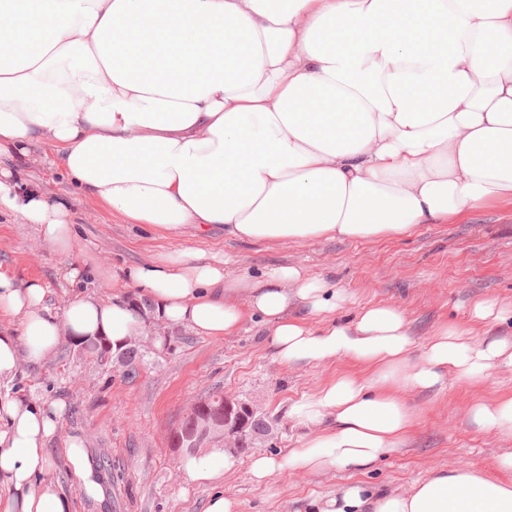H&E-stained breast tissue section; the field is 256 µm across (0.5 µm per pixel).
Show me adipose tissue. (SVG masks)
I'll return each mask as SVG.
<instances>
[{"mask_svg": "<svg viewBox=\"0 0 512 512\" xmlns=\"http://www.w3.org/2000/svg\"><path fill=\"white\" fill-rule=\"evenodd\" d=\"M35 145L54 149L84 195L176 236L218 225L261 246L376 240L462 220L512 200V0H0V212L68 253L65 204L18 176ZM225 266L185 247L116 267L106 303L81 291L75 266L77 292L59 313L38 281L0 273V312L19 319L0 327V386L66 337L121 349L149 313L212 338L256 317L283 362L363 365L366 377L336 376L292 407L312 435L252 455L263 483L367 469L414 426L405 390L512 369V340L478 341L470 328L512 318L495 301L476 300L469 325L438 326L419 349L399 307L355 305L330 276ZM64 409L0 394V512H73L48 448ZM64 455L84 496L101 498L81 441ZM239 465L225 449L181 461L194 482ZM498 469L441 468L377 494L351 484L305 512H512V456Z\"/></svg>", "mask_w": 512, "mask_h": 512, "instance_id": "1", "label": "adipose tissue"}]
</instances>
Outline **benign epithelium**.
Masks as SVG:
<instances>
[{"instance_id":"1","label":"benign epithelium","mask_w":512,"mask_h":512,"mask_svg":"<svg viewBox=\"0 0 512 512\" xmlns=\"http://www.w3.org/2000/svg\"><path fill=\"white\" fill-rule=\"evenodd\" d=\"M240 408L252 415L257 414V409L253 405L235 402L228 398L224 399V413L220 417L207 414L200 403H195L187 416L184 428L177 435V446L188 449L199 448L217 433L224 441V447H239L244 434L238 419Z\"/></svg>"}]
</instances>
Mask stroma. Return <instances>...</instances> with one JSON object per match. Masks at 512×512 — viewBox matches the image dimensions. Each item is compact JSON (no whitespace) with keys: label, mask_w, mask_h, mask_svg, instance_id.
<instances>
[{"label":"stroma","mask_w":512,"mask_h":512,"mask_svg":"<svg viewBox=\"0 0 512 512\" xmlns=\"http://www.w3.org/2000/svg\"><path fill=\"white\" fill-rule=\"evenodd\" d=\"M50 148L34 149L26 161L28 185L68 204L74 250L64 255L45 243L36 225L0 214V273L47 289V303L59 311L72 297L66 273L86 269L85 291L102 300L112 285L102 277L112 266L144 262L179 247L228 257L237 276H260L283 265L335 277L361 304L386 303L406 314L416 346L439 325L462 323L480 298L512 304V202L492 204L473 217L421 224L407 236L377 241L320 239L304 243L251 246L213 230L202 238H175L146 224H130L103 203L83 195L52 165ZM132 344L136 367L98 365L71 341L60 343L41 365L21 363L11 394L63 400L60 430L52 440L64 448L80 439L95 460L104 486L103 501L86 498L65 463L53 477L64 486L74 512H204L217 492L236 498L239 512H301L306 497L333 493L353 480L377 490L404 489L442 467L465 466L493 472L498 457L512 454V436L479 428L469 414L477 401L512 395V370H494L486 379H455L404 396L416 416L406 448L355 474L346 470L313 475L288 472L266 483L252 481L251 453L301 447L309 429L291 417L292 406L334 376H363L362 367L342 357L323 364L281 363L266 346L262 328L248 321L236 335L199 336L148 318ZM221 393L255 406L271 423L268 440L242 453V465L222 479L199 483L180 467L185 449L175 437L191 407Z\"/></svg>","instance_id":"stroma-1"}]
</instances>
